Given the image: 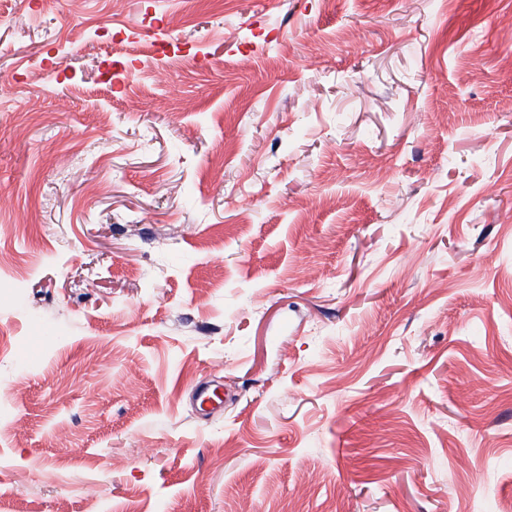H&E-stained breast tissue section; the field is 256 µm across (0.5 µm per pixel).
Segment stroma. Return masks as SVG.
Wrapping results in <instances>:
<instances>
[{"mask_svg": "<svg viewBox=\"0 0 512 512\" xmlns=\"http://www.w3.org/2000/svg\"><path fill=\"white\" fill-rule=\"evenodd\" d=\"M508 98L512 0H0V512L512 505Z\"/></svg>", "mask_w": 512, "mask_h": 512, "instance_id": "1", "label": "stroma"}]
</instances>
